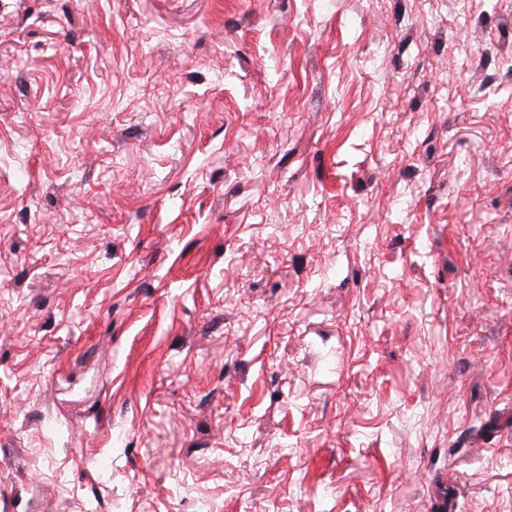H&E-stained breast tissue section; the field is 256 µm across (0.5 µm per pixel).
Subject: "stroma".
<instances>
[{"instance_id": "1", "label": "stroma", "mask_w": 512, "mask_h": 512, "mask_svg": "<svg viewBox=\"0 0 512 512\" xmlns=\"http://www.w3.org/2000/svg\"><path fill=\"white\" fill-rule=\"evenodd\" d=\"M0 512H512V0H0Z\"/></svg>"}]
</instances>
